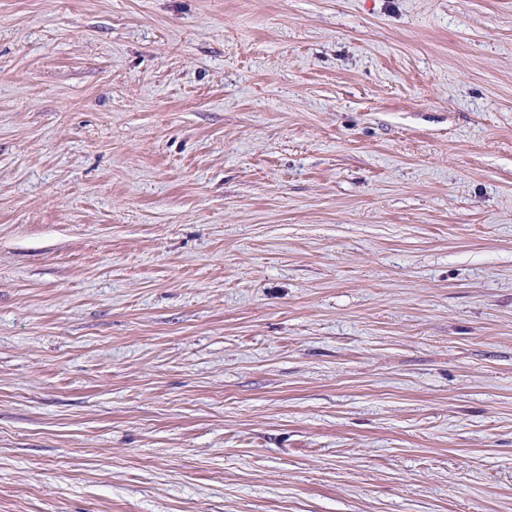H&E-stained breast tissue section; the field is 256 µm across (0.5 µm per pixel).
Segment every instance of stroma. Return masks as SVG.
Returning <instances> with one entry per match:
<instances>
[{
    "label": "stroma",
    "mask_w": 512,
    "mask_h": 512,
    "mask_svg": "<svg viewBox=\"0 0 512 512\" xmlns=\"http://www.w3.org/2000/svg\"><path fill=\"white\" fill-rule=\"evenodd\" d=\"M0 512H512V0H0Z\"/></svg>",
    "instance_id": "stroma-1"
}]
</instances>
